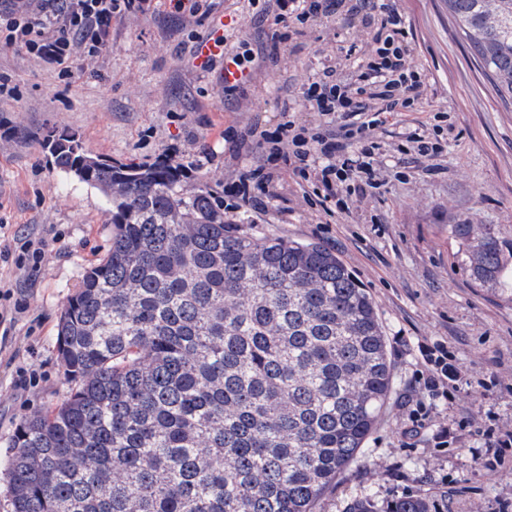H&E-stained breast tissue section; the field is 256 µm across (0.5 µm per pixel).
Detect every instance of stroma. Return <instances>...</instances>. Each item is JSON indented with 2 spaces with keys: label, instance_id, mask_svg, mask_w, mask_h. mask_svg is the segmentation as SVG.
I'll return each instance as SVG.
<instances>
[{
  "label": "stroma",
  "instance_id": "obj_1",
  "mask_svg": "<svg viewBox=\"0 0 512 512\" xmlns=\"http://www.w3.org/2000/svg\"><path fill=\"white\" fill-rule=\"evenodd\" d=\"M410 50L430 82L416 111L383 127L380 189L367 190L349 213L326 219L292 181L281 183L259 215L234 220L256 234L317 242L344 262L372 296L390 351L394 391L361 458L336 481L319 512H344L371 498L386 512L405 496L443 498L447 512H500L504 477L478 467L465 442L438 445L443 428L467 417L497 416L512 425V301L478 288L456 257L452 224H498L512 234V110L502 105L448 12L446 0H401ZM267 0H214L212 13L188 20L164 11L132 15L112 27L95 66L74 64L71 82L17 49L0 48V74L19 87L0 101V247L17 236L42 238L36 264L0 260V279L23 310L0 339V456L19 422L60 403L71 389L58 354V323L84 270L106 253L114 232L96 189L54 170L43 136L53 128L79 135L86 151L118 162H151L177 148L190 186L223 192L258 159L252 146L222 139L258 122L275 129L282 106L303 95L338 41L355 42L342 19L305 26L284 43L270 38ZM220 31L228 44L256 53L250 83L225 91L193 56L197 39ZM446 111L452 130L422 171L406 153L404 131ZM435 342L457 353L472 380L497 384L455 401L432 400V422L412 447L400 438L406 396L420 397L419 348Z\"/></svg>",
  "mask_w": 512,
  "mask_h": 512
}]
</instances>
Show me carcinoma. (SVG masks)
Instances as JSON below:
<instances>
[{
	"mask_svg": "<svg viewBox=\"0 0 512 512\" xmlns=\"http://www.w3.org/2000/svg\"><path fill=\"white\" fill-rule=\"evenodd\" d=\"M448 11L512 105V0ZM44 144L104 195L115 233L60 315L74 386L4 454L12 512H317L394 387L370 294L319 243L225 223L179 166L114 162L65 129ZM448 233L475 285L512 300V238ZM391 512L444 510L411 496Z\"/></svg>",
	"mask_w": 512,
	"mask_h": 512,
	"instance_id": "carcinoma-1",
	"label": "carcinoma"
}]
</instances>
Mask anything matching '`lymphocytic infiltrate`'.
<instances>
[{
    "label": "lymphocytic infiltrate",
    "instance_id": "lymphocytic-infiltrate-1",
    "mask_svg": "<svg viewBox=\"0 0 512 512\" xmlns=\"http://www.w3.org/2000/svg\"><path fill=\"white\" fill-rule=\"evenodd\" d=\"M155 0H0V47L16 48L48 65L58 79L73 77L74 58L100 59L112 40L114 22L153 10ZM342 15L345 25L369 28L374 43L368 62L340 74L327 66L312 82L305 100L316 112L313 122L288 120L276 130L251 124L261 157L240 172L228 188V212L249 208L263 213L276 180L292 179L303 195L315 196L327 217L348 212L346 199L364 188H377L379 132L389 112H402L427 94L428 86L411 62L409 20L398 0H274L273 40L289 38L292 22L319 23ZM422 376L427 394L466 392L465 371L450 362L448 348H424ZM458 430L483 440L490 456L485 465L503 464L512 449V429L496 423L474 425L464 419Z\"/></svg>",
    "mask_w": 512,
    "mask_h": 512
}]
</instances>
